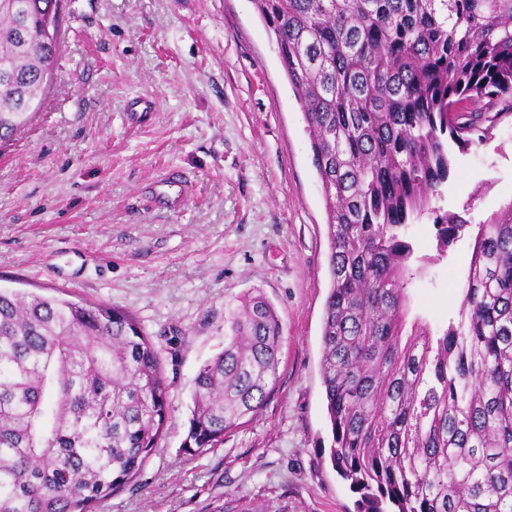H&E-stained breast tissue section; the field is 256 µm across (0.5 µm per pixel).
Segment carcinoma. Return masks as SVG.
Wrapping results in <instances>:
<instances>
[{"label":"carcinoma","mask_w":512,"mask_h":512,"mask_svg":"<svg viewBox=\"0 0 512 512\" xmlns=\"http://www.w3.org/2000/svg\"><path fill=\"white\" fill-rule=\"evenodd\" d=\"M0 8V143L43 101L58 0ZM296 92L321 182L330 288L320 370L330 458L363 512H512V218L476 233L458 318L414 319L401 233L434 216L463 151L512 115V0H252ZM195 377L183 447L202 453L263 407L283 329L248 296ZM170 384L128 312L0 290V512H97L159 447Z\"/></svg>","instance_id":"cac0c4a2"}]
</instances>
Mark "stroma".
<instances>
[{
  "label": "stroma",
  "instance_id": "obj_1",
  "mask_svg": "<svg viewBox=\"0 0 512 512\" xmlns=\"http://www.w3.org/2000/svg\"><path fill=\"white\" fill-rule=\"evenodd\" d=\"M62 48L30 124L0 147V288L105 302L162 348L163 439L98 512H358L330 461L320 374L328 239L320 180L274 35L252 0H64ZM148 98L153 111H129ZM188 186L169 207L153 185ZM440 205L467 226L447 254L409 225L406 285L431 329L457 317L479 225L512 215V116L454 152ZM262 293L284 327L262 409L183 450L199 367L224 315Z\"/></svg>",
  "mask_w": 512,
  "mask_h": 512
}]
</instances>
